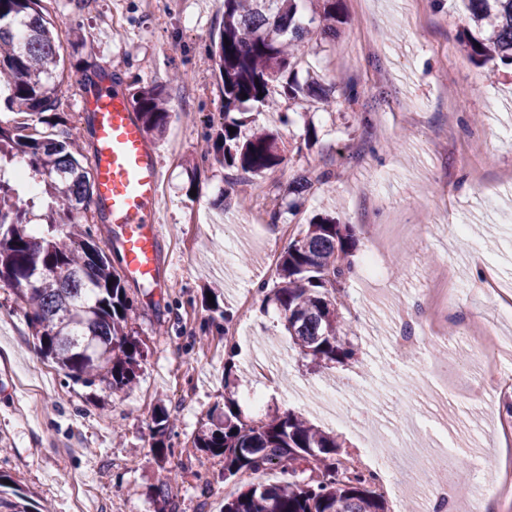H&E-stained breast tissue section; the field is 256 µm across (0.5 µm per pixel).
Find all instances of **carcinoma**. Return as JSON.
I'll list each match as a JSON object with an SVG mask.
<instances>
[{
    "mask_svg": "<svg viewBox=\"0 0 512 512\" xmlns=\"http://www.w3.org/2000/svg\"><path fill=\"white\" fill-rule=\"evenodd\" d=\"M299 0H224L211 53L218 66L224 121L212 133L207 155L252 178L284 161L279 134L248 130L253 113L279 100L325 101L336 76L300 79L297 42L308 34ZM338 0H316L324 38L336 34ZM470 26L461 49L480 64L512 66V0H465ZM25 34H19V31ZM63 45L45 0H0V97L6 108L37 117L50 128L0 121V282L13 288L39 351L77 380L96 378L121 390L136 378L144 349L126 332L131 311L125 280L105 249L82 224L93 202L90 158L64 118L58 67ZM247 98H242V94ZM137 119L153 133L170 122L163 87L130 92ZM236 131L231 133L229 128ZM25 162L17 172L16 163ZM42 187L27 196V183ZM356 239L351 225L319 215L281 255L266 300L285 320L292 343L314 367L345 363L355 351L345 339L339 295ZM44 271L30 279L31 265ZM233 366L225 363L224 406H214L193 447L224 460V480L279 471L271 483L249 482L224 499L223 512H386L368 470L342 467L338 437L293 411L254 420L234 411ZM169 416L154 420V455L165 461L171 445ZM170 477L154 496L168 512ZM0 512H41L34 495L0 474Z\"/></svg>",
    "mask_w": 512,
    "mask_h": 512,
    "instance_id": "carcinoma-1",
    "label": "carcinoma"
}]
</instances>
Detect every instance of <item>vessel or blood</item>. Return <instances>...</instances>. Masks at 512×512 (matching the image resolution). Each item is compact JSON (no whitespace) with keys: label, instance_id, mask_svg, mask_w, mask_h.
I'll return each mask as SVG.
<instances>
[{"label":"vessel or blood","instance_id":"obj_1","mask_svg":"<svg viewBox=\"0 0 512 512\" xmlns=\"http://www.w3.org/2000/svg\"><path fill=\"white\" fill-rule=\"evenodd\" d=\"M89 110L94 196L105 211L109 241L123 255V276L162 287V173L149 134L128 99L107 88L93 90Z\"/></svg>","mask_w":512,"mask_h":512}]
</instances>
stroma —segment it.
Masks as SVG:
<instances>
[{"label":"stroma","instance_id":"obj_1","mask_svg":"<svg viewBox=\"0 0 512 512\" xmlns=\"http://www.w3.org/2000/svg\"><path fill=\"white\" fill-rule=\"evenodd\" d=\"M65 52L61 112L83 142L94 135L81 101L95 74L165 85L170 127L152 140L161 161V297L127 283L133 304L128 332L144 356L132 385L114 392L102 381L69 376L40 353L11 288L0 285V473L52 512H160L151 487L169 472L177 512H221L236 490L221 478L220 458L192 439L224 401V364L233 360L234 398L243 416L292 410L335 433L347 458L366 457L369 442L415 457L404 479L411 492L386 495L388 512L422 507L413 490L430 460L452 450L461 499L494 500L492 475L504 462L502 415L469 398L478 381L480 347L463 334L425 337L409 362L389 346L396 310L426 288L431 272L458 270L454 310L474 329L499 332L497 358L512 367V317L498 312L494 291L474 288L490 267L512 289V79L490 72L459 48L468 25L462 0H341L334 37L306 0L310 34L299 51L317 74L341 73L360 96L336 106L292 104L289 125L275 112L254 116L279 130L285 160L260 186L241 180L225 209L214 205L232 169L203 156L222 120V96L210 38L223 0H46ZM187 84H174V71ZM313 151L295 153L308 128ZM328 183H318L321 172ZM314 185L290 209L284 190L297 176ZM280 219L270 224L269 212ZM328 212L353 225V275L343 315L354 361L316 370L289 341L279 311L258 288L273 283L280 257L309 220ZM381 227L372 239L370 225ZM375 253L377 274L362 264ZM222 285L217 308L203 291ZM239 328L236 336L228 328ZM171 416V452L158 464L150 448L159 411Z\"/></svg>","mask_w":512,"mask_h":512}]
</instances>
